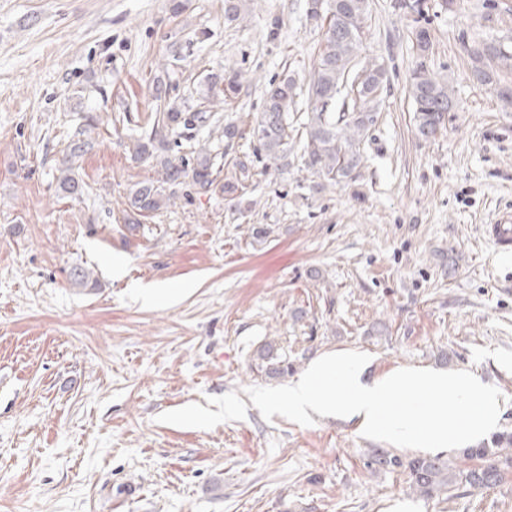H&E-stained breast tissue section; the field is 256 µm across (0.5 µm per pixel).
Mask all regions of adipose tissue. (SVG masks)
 <instances>
[{
    "instance_id": "ef3b65f1",
    "label": "adipose tissue",
    "mask_w": 512,
    "mask_h": 512,
    "mask_svg": "<svg viewBox=\"0 0 512 512\" xmlns=\"http://www.w3.org/2000/svg\"><path fill=\"white\" fill-rule=\"evenodd\" d=\"M370 364V355L358 349L320 354L264 402L286 408L296 420L333 418L354 424L360 435L431 455L485 441L512 403L476 370L401 366L372 376Z\"/></svg>"
}]
</instances>
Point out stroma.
Segmentation results:
<instances>
[{
    "label": "stroma",
    "instance_id": "stroma-1",
    "mask_svg": "<svg viewBox=\"0 0 512 512\" xmlns=\"http://www.w3.org/2000/svg\"><path fill=\"white\" fill-rule=\"evenodd\" d=\"M403 2L370 0L379 120L359 178L325 186L300 149L283 165L248 134L268 83L314 65L322 32L305 0H244L233 23L224 0H0V512H388L413 498L405 472L366 469L379 440L264 406L289 383L252 369L268 340L296 376L356 348L372 376L470 368L512 396L493 364L512 353V258L482 236L512 214V104L464 50L512 46V0H426L420 15ZM421 63L456 102L430 141L408 96ZM228 68L242 93L211 107L241 136L218 181L244 182L241 201L182 186L129 229L126 197L155 176L128 149L151 127L154 80L194 108ZM89 115L74 200L58 166ZM76 266L97 290L71 285ZM150 286L181 294L148 306ZM502 474L420 512H512V466Z\"/></svg>",
    "mask_w": 512,
    "mask_h": 512
}]
</instances>
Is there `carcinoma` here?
Returning a JSON list of instances; mask_svg holds the SVG:
<instances>
[{"label": "carcinoma", "mask_w": 512, "mask_h": 512, "mask_svg": "<svg viewBox=\"0 0 512 512\" xmlns=\"http://www.w3.org/2000/svg\"><path fill=\"white\" fill-rule=\"evenodd\" d=\"M345 12L330 18L306 19L323 29L317 60L306 86L297 89L290 76L273 80L265 87L263 107L250 131L262 151L273 160L288 157V148L301 143L306 168L324 183L336 186L359 177L363 162V144L378 121V102L385 81V70L376 62H362L369 0H346ZM469 55L475 63L474 74L484 83L495 82L499 69L512 68V50L495 40L476 39L469 45ZM209 97L224 100L236 98L241 91L238 72L226 71L224 76L207 77ZM161 101L151 129L134 139L132 155L150 161L157 178L137 183L127 195V213L147 217L166 208L175 188L189 184L197 193H208L216 186L217 161L224 159L220 143H211L183 155L173 153L171 139L197 137L205 130L222 127L221 138L232 140L240 136L237 125L220 124V117L210 109L187 112L182 106L162 101V85L155 87ZM409 97L413 103L415 134L422 140L434 138L444 127L455 100L448 82L431 73L421 63L412 71ZM77 133L68 146L67 156L80 157L93 143ZM59 192L71 198L85 193L84 183L61 170ZM77 288L98 287V281L87 268L75 267L69 273ZM258 371L270 378L288 374V359L279 353L276 342L269 340L257 351ZM512 444L511 434H501L493 448H466L463 456L474 461L457 470L440 458L414 457L404 459L384 448L371 452L365 467L372 471L407 472L411 492L425 498L439 494L447 498L463 496L467 489L497 485L502 479L500 446Z\"/></svg>", "instance_id": "cac0c4a2"}]
</instances>
